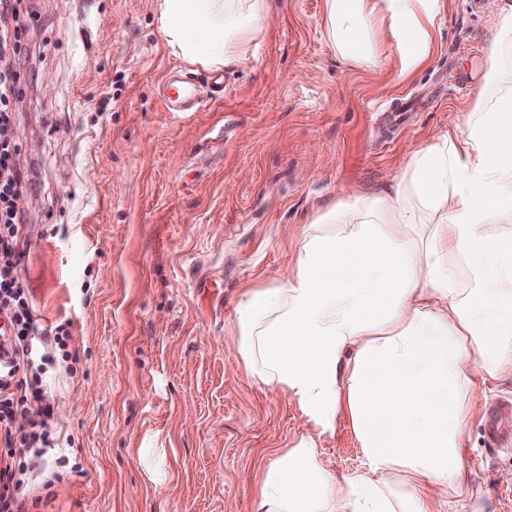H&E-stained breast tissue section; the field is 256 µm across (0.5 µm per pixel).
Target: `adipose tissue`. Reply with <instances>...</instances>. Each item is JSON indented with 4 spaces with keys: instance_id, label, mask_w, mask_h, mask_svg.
Segmentation results:
<instances>
[{
    "instance_id": "obj_1",
    "label": "adipose tissue",
    "mask_w": 512,
    "mask_h": 512,
    "mask_svg": "<svg viewBox=\"0 0 512 512\" xmlns=\"http://www.w3.org/2000/svg\"><path fill=\"white\" fill-rule=\"evenodd\" d=\"M494 87L462 129L306 225L289 273L236 308L252 378L289 393L320 434L348 417L368 470L326 469L302 436L263 471L257 512H435L462 489L478 381L512 376V0H488ZM439 0H325L327 37L350 65L377 63L389 29L406 70L431 52ZM268 0H158L160 31L208 67L256 57ZM409 475L405 490L389 477Z\"/></svg>"
}]
</instances>
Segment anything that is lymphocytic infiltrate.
<instances>
[{"instance_id": "lymphocytic-infiltrate-1", "label": "lymphocytic infiltrate", "mask_w": 512, "mask_h": 512, "mask_svg": "<svg viewBox=\"0 0 512 512\" xmlns=\"http://www.w3.org/2000/svg\"><path fill=\"white\" fill-rule=\"evenodd\" d=\"M16 5L0 0V316L9 323L13 357L0 366V512H23L29 493L27 477L54 456L58 466L59 440L46 427L53 405L44 384L45 368L55 360H71L66 340L67 324L41 329L20 278L24 258L23 231L18 201L29 183L27 173L14 164L15 135L14 64L20 52V24L14 23Z\"/></svg>"}]
</instances>
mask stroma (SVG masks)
<instances>
[{
    "mask_svg": "<svg viewBox=\"0 0 512 512\" xmlns=\"http://www.w3.org/2000/svg\"><path fill=\"white\" fill-rule=\"evenodd\" d=\"M325 0H269L255 60L223 72L197 111L167 112L174 55L157 0H21L15 158L20 275L41 327L69 323L74 365L46 369L52 430L70 439L59 478L32 474L27 512H256L264 469L316 429L250 377L231 336L244 286L271 285L302 228L353 189L378 187L481 98L494 22L484 0H440L432 52L404 71L340 59ZM512 377L480 386L445 512H512ZM336 475L366 471L348 419L320 437Z\"/></svg>",
    "mask_w": 512,
    "mask_h": 512,
    "instance_id": "35a3bbf8",
    "label": "stroma"
}]
</instances>
